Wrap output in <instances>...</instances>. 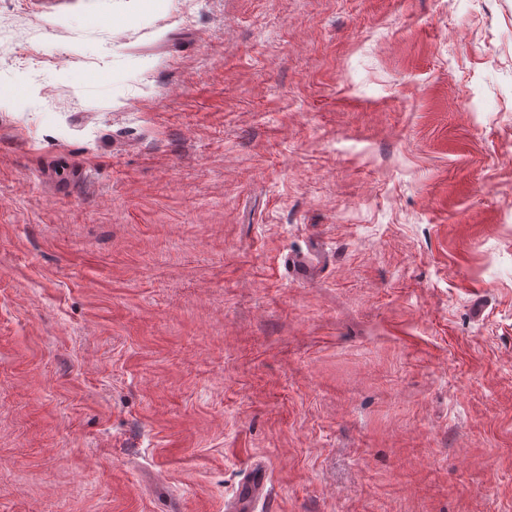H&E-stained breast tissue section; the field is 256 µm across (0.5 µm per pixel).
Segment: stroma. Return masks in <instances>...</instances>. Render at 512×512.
Listing matches in <instances>:
<instances>
[{
    "label": "stroma",
    "instance_id": "stroma-1",
    "mask_svg": "<svg viewBox=\"0 0 512 512\" xmlns=\"http://www.w3.org/2000/svg\"><path fill=\"white\" fill-rule=\"evenodd\" d=\"M512 512V0H0V512ZM265 485V471L255 469L251 477L242 485L236 499L235 511L253 510L252 504L260 498Z\"/></svg>",
    "mask_w": 512,
    "mask_h": 512
}]
</instances>
